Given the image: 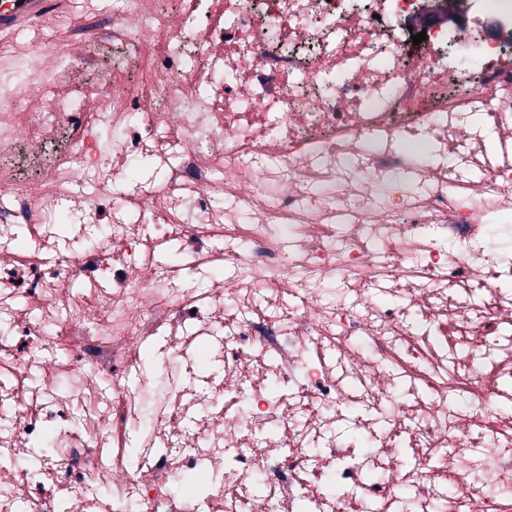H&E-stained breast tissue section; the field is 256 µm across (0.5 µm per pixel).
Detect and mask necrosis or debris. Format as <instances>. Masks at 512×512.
Wrapping results in <instances>:
<instances>
[{
  "instance_id": "4bbe7bcc",
  "label": "necrosis or debris",
  "mask_w": 512,
  "mask_h": 512,
  "mask_svg": "<svg viewBox=\"0 0 512 512\" xmlns=\"http://www.w3.org/2000/svg\"><path fill=\"white\" fill-rule=\"evenodd\" d=\"M431 5H8L47 41L0 38V512H512V0L476 70ZM490 225L495 231L497 242L502 246L505 260L512 261V218L506 215L497 216L495 223ZM180 254L175 248L172 249H163L159 253V259L170 266V269L172 270V267L176 266L179 270L176 271L178 276L182 275L183 273H187V283L191 285H195L197 288H208V280L206 278H203L200 274H197L192 271V274H189L188 268L184 266V259L183 256L180 254V257L175 256L174 254Z\"/></svg>"
}]
</instances>
